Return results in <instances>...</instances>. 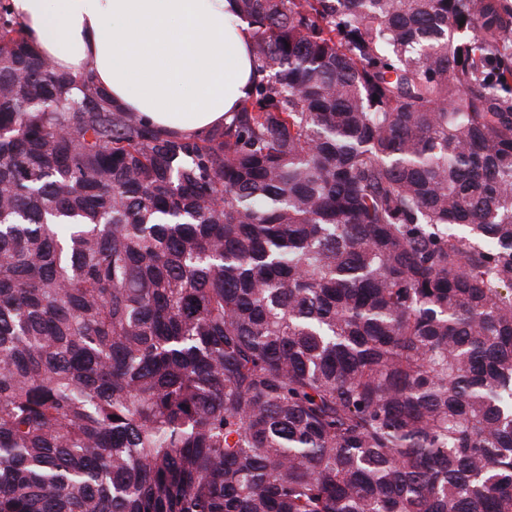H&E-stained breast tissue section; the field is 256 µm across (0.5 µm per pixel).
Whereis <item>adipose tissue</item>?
Masks as SVG:
<instances>
[{"label":"adipose tissue","instance_id":"ef3b65f1","mask_svg":"<svg viewBox=\"0 0 512 512\" xmlns=\"http://www.w3.org/2000/svg\"><path fill=\"white\" fill-rule=\"evenodd\" d=\"M42 54L93 72L112 100L174 136L223 126L253 70L229 0H11Z\"/></svg>","mask_w":512,"mask_h":512}]
</instances>
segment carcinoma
I'll list each match as a JSON object with an SVG mask.
<instances>
[{
    "mask_svg": "<svg viewBox=\"0 0 512 512\" xmlns=\"http://www.w3.org/2000/svg\"><path fill=\"white\" fill-rule=\"evenodd\" d=\"M0 0V512H512V7L235 0L175 138Z\"/></svg>",
    "mask_w": 512,
    "mask_h": 512,
    "instance_id": "carcinoma-1",
    "label": "carcinoma"
}]
</instances>
